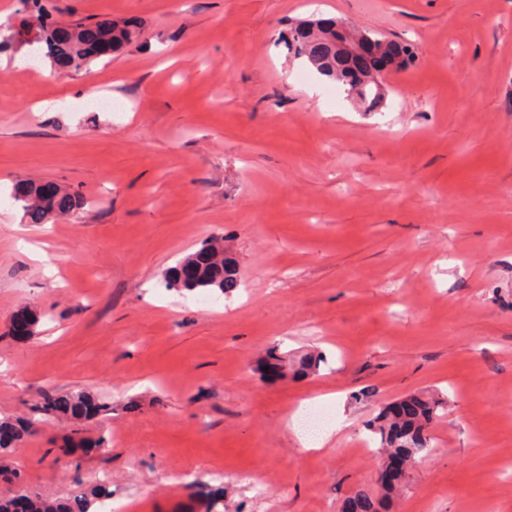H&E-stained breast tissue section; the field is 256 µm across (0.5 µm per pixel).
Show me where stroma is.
I'll use <instances>...</instances> for the list:
<instances>
[{
  "instance_id": "35a3bbf8",
  "label": "stroma",
  "mask_w": 512,
  "mask_h": 512,
  "mask_svg": "<svg viewBox=\"0 0 512 512\" xmlns=\"http://www.w3.org/2000/svg\"><path fill=\"white\" fill-rule=\"evenodd\" d=\"M44 2L140 34L30 75L26 15L0 0V194L52 180L90 202L44 224L0 203V418L34 423L0 498L101 484L141 512H342L378 486L358 438L422 394L445 403L432 450L381 512H512V0ZM320 17L416 46L381 111L289 54V25ZM215 238L240 288L167 289ZM24 307L42 319L18 339ZM274 346L324 360L271 383ZM47 389L106 411L43 418ZM325 393L350 425L308 451L288 420Z\"/></svg>"
}]
</instances>
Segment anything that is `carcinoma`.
Returning a JSON list of instances; mask_svg holds the SVG:
<instances>
[{
	"label": "carcinoma",
	"instance_id": "cac0c4a2",
	"mask_svg": "<svg viewBox=\"0 0 512 512\" xmlns=\"http://www.w3.org/2000/svg\"><path fill=\"white\" fill-rule=\"evenodd\" d=\"M22 9L28 15V24L32 27L29 45L43 43L47 55L55 59L64 54L69 59V67L88 65L82 50V40L88 28H96L108 36L112 43V52L119 53L138 36V30L129 28V22L120 24L109 20L94 23L75 21L55 27V31L66 35V40H58L47 30L48 23L43 12L42 0H20ZM307 20L296 25L292 31L288 47L293 54L306 60L318 74L332 80L346 82L345 70L336 67L331 59L329 44L321 39L310 37ZM362 107L372 112L383 102L372 84L348 87ZM11 197L21 204L23 217L28 224H44L57 215H68L80 209L84 204L81 195L65 189L59 190L56 199L45 202L40 196V184L19 180L12 186ZM168 289L199 291L207 293L219 291L230 295L240 287V277L235 259L224 252L221 241L214 239L204 244L196 252L182 258L168 271L165 279ZM410 410L402 417H395L384 410L376 418L371 432L378 441V451L387 455L398 453L415 461L431 450L430 428L439 418L440 403L422 395H410ZM38 410L44 415L69 414L74 418H92L101 411L99 402L89 394L59 395L52 390L42 394ZM29 426L24 421L12 418L0 419V451L8 452L26 434ZM105 491L92 487L71 501H60L37 496H27V512H89V507L102 500ZM379 502L371 490L357 488L346 499L345 512H378Z\"/></svg>",
	"mask_w": 512,
	"mask_h": 512
}]
</instances>
